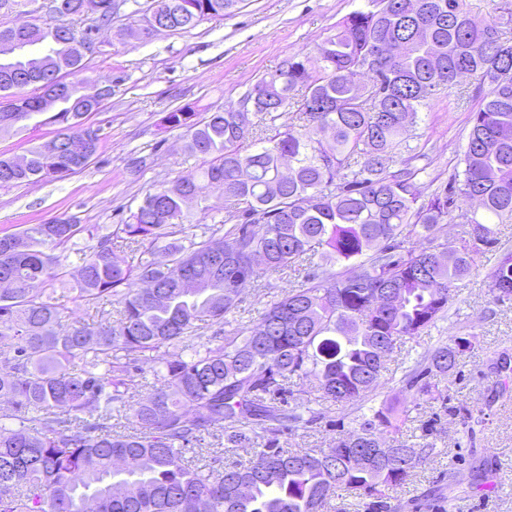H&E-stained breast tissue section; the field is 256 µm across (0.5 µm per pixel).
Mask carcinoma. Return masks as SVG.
Wrapping results in <instances>:
<instances>
[{
  "label": "carcinoma",
  "mask_w": 512,
  "mask_h": 512,
  "mask_svg": "<svg viewBox=\"0 0 512 512\" xmlns=\"http://www.w3.org/2000/svg\"><path fill=\"white\" fill-rule=\"evenodd\" d=\"M39 21L26 0H0L18 21L0 25V92L31 116L52 113L64 140L34 144L26 163L0 155V186L60 179L100 135L83 138L85 55L92 26L112 24L113 0H55ZM239 0H151L126 34L142 39L152 14L187 30L224 16ZM471 80L478 106L449 185L429 178L433 159L409 145L428 101ZM294 121H283L286 113ZM163 121L184 130V149L204 165L146 193L122 224L93 229L70 218L23 224L0 235V512H328L337 491L364 512H399L402 487L437 448L398 438L409 410L381 402L392 354L444 320L457 283L500 247L489 274L497 303L512 302V246L496 225L512 222V0L475 18L466 0H363L312 54L263 75L237 105L200 120L179 109ZM224 195V206L209 191ZM224 211V219L215 213ZM442 224L460 227L445 258ZM78 257L72 303L117 304L120 321L90 330L61 304ZM290 271L292 285L244 326L245 288ZM216 327L194 342L200 324ZM477 336L448 337L402 367L401 382L462 424L448 381ZM162 353L160 387L139 398L131 372ZM499 393L512 392V353L492 362ZM314 396L290 405L295 382ZM351 406L350 428L328 448L288 449L282 439ZM131 421L112 430V418ZM221 432L245 462L186 454ZM445 494L414 508L447 512Z\"/></svg>",
  "instance_id": "1"
}]
</instances>
